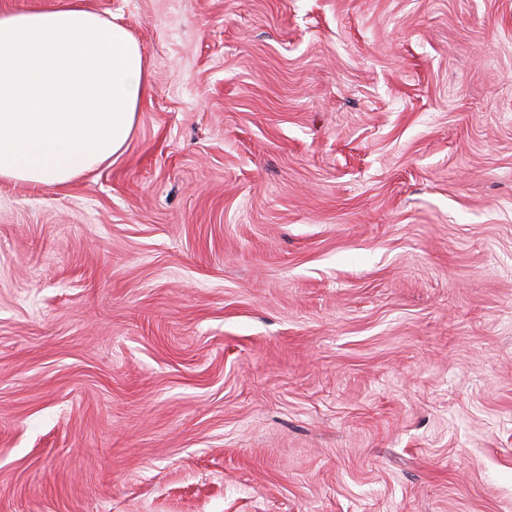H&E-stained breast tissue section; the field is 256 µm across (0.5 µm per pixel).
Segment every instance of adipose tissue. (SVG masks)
I'll use <instances>...</instances> for the list:
<instances>
[{
    "mask_svg": "<svg viewBox=\"0 0 512 512\" xmlns=\"http://www.w3.org/2000/svg\"><path fill=\"white\" fill-rule=\"evenodd\" d=\"M145 71L128 30L82 0L0 13V179L59 187L111 162Z\"/></svg>",
    "mask_w": 512,
    "mask_h": 512,
    "instance_id": "adipose-tissue-1",
    "label": "adipose tissue"
}]
</instances>
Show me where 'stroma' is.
<instances>
[{
	"mask_svg": "<svg viewBox=\"0 0 512 512\" xmlns=\"http://www.w3.org/2000/svg\"><path fill=\"white\" fill-rule=\"evenodd\" d=\"M125 150L0 180V512H512V0H83Z\"/></svg>",
	"mask_w": 512,
	"mask_h": 512,
	"instance_id": "stroma-1",
	"label": "stroma"
}]
</instances>
